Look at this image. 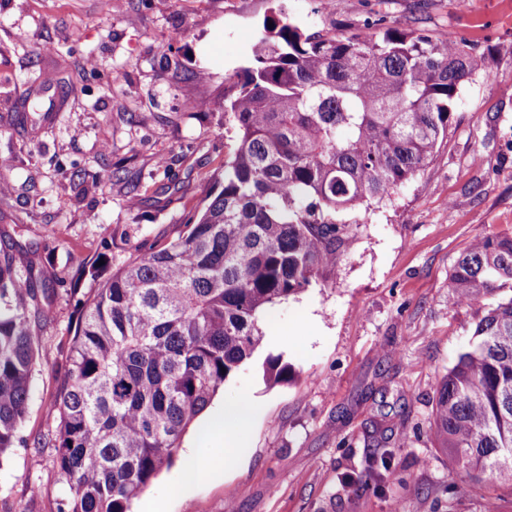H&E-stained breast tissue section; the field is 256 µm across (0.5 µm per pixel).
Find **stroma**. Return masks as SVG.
Returning a JSON list of instances; mask_svg holds the SVG:
<instances>
[{
	"instance_id": "obj_1",
	"label": "stroma",
	"mask_w": 512,
	"mask_h": 512,
	"mask_svg": "<svg viewBox=\"0 0 512 512\" xmlns=\"http://www.w3.org/2000/svg\"><path fill=\"white\" fill-rule=\"evenodd\" d=\"M286 10L305 35L362 34L368 21L434 40L455 37L485 60L461 90L452 128L432 161L390 200L349 212L355 240L336 279L276 305L265 338L206 408L245 398L254 412L241 462L184 490L187 454L216 448L201 420L173 464L135 499L165 512H484L512 489L485 482L452 498L457 470L435 448L437 384L491 306L449 305L459 255L478 236L512 233V0H0V238L30 248L63 278L41 329L24 445L0 462V512H57L55 421L83 303L99 283L77 271L111 268L164 244L216 195L234 148L220 107L248 63L255 30ZM69 65L66 81L55 72ZM29 94L25 120L10 119ZM286 367L266 378L268 363ZM396 442L384 493L353 494L351 478L382 438Z\"/></svg>"
}]
</instances>
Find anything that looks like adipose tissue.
<instances>
[{"mask_svg": "<svg viewBox=\"0 0 512 512\" xmlns=\"http://www.w3.org/2000/svg\"><path fill=\"white\" fill-rule=\"evenodd\" d=\"M254 406L249 400H241L226 406L221 415L209 420L203 427V434L212 437L219 445L221 452L210 461L190 460L187 469L182 474V481L193 480L201 473L218 475L232 468L243 456L244 451L239 446L238 432L249 419Z\"/></svg>", "mask_w": 512, "mask_h": 512, "instance_id": "ef3b65f1", "label": "adipose tissue"}]
</instances>
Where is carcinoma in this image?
I'll list each match as a JSON object with an SVG mask.
<instances>
[{
  "label": "carcinoma",
  "instance_id": "1",
  "mask_svg": "<svg viewBox=\"0 0 512 512\" xmlns=\"http://www.w3.org/2000/svg\"><path fill=\"white\" fill-rule=\"evenodd\" d=\"M368 29L310 37L284 11L257 27L250 66L224 96L237 145L222 189L178 238L112 271L80 312L50 404L57 512H131L253 356L268 311L336 278L356 229L340 216L390 198L448 138L479 58L383 16ZM449 288L451 305L500 299L439 381L432 437L459 469L456 493L488 478L512 489V234L474 240ZM56 294L27 250L0 248V457L21 441ZM392 462L378 449L353 491H383Z\"/></svg>",
  "mask_w": 512,
  "mask_h": 512
}]
</instances>
